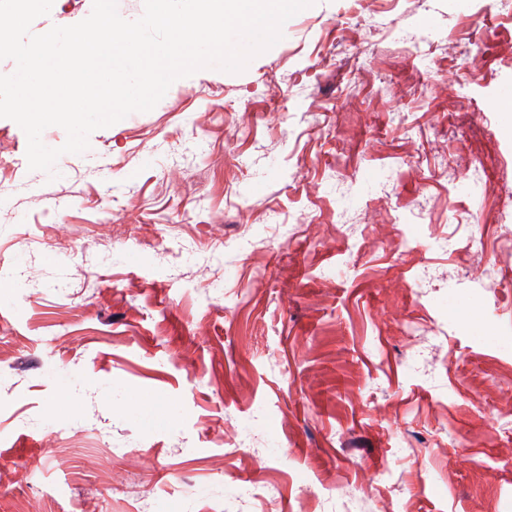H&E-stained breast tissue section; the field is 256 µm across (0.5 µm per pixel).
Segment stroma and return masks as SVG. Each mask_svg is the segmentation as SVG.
Wrapping results in <instances>:
<instances>
[{
    "instance_id": "35a3bbf8",
    "label": "stroma",
    "mask_w": 512,
    "mask_h": 512,
    "mask_svg": "<svg viewBox=\"0 0 512 512\" xmlns=\"http://www.w3.org/2000/svg\"><path fill=\"white\" fill-rule=\"evenodd\" d=\"M89 143L0 118V512H512L504 0H316Z\"/></svg>"
}]
</instances>
